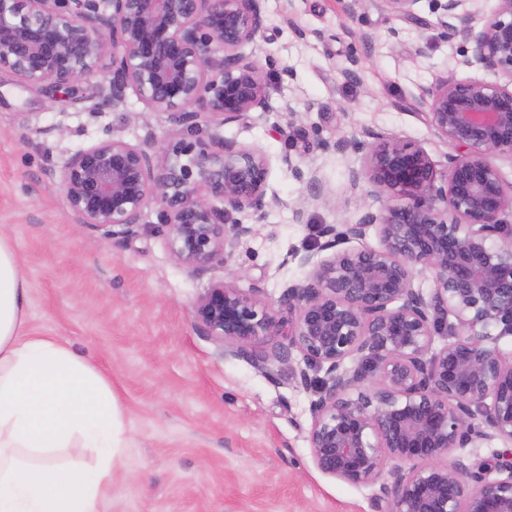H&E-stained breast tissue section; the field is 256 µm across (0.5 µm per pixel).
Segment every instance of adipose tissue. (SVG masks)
Wrapping results in <instances>:
<instances>
[{"label": "adipose tissue", "mask_w": 512, "mask_h": 512, "mask_svg": "<svg viewBox=\"0 0 512 512\" xmlns=\"http://www.w3.org/2000/svg\"><path fill=\"white\" fill-rule=\"evenodd\" d=\"M28 283L0 234V512H102L123 465L126 430L112 381L27 325ZM96 449L92 467L62 461Z\"/></svg>", "instance_id": "adipose-tissue-1"}]
</instances>
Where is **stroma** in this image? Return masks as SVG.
<instances>
[{
	"label": "stroma",
	"mask_w": 512,
	"mask_h": 512,
	"mask_svg": "<svg viewBox=\"0 0 512 512\" xmlns=\"http://www.w3.org/2000/svg\"><path fill=\"white\" fill-rule=\"evenodd\" d=\"M265 30L246 56L294 72L267 78L272 104L300 102L296 123L252 112L225 125L224 138L263 152L268 194L280 198L229 267L187 268L159 232L157 208L145 229L106 239L77 223L55 177L76 150L114 137L139 144L147 134L178 137L165 115L149 111L134 91L117 111H96L101 75L58 92L21 85L0 73V232L17 252L29 284L28 326L89 358L112 380L125 408L124 472L105 512H369L371 487L321 473L308 443L311 392L303 389L298 351L263 372L225 357L204 336L194 303L228 269L256 280L269 303L306 268L304 252L323 224H344L382 202L350 185L362 155L326 152L329 141L376 133L420 145L437 169L451 151L412 104L436 78L501 82L474 62L464 35L444 39L434 0H419L422 25L390 15L379 0H264ZM399 28V38L388 35ZM356 78L343 76L349 57ZM299 158L319 190L296 181L286 164ZM305 210L303 223L293 206Z\"/></svg>",
	"instance_id": "stroma-1"
}]
</instances>
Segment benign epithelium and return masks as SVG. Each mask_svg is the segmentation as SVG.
Masks as SVG:
<instances>
[{"label": "benign epithelium", "mask_w": 512, "mask_h": 512, "mask_svg": "<svg viewBox=\"0 0 512 512\" xmlns=\"http://www.w3.org/2000/svg\"><path fill=\"white\" fill-rule=\"evenodd\" d=\"M416 25L419 0H380ZM479 0H436L437 25L462 30L472 56L506 81H450L421 89L415 106L448 145L439 171L421 146L377 136L316 147L364 153L351 186L386 198L348 224H323L318 241L290 257L307 268L284 284L279 317L255 283L211 282L194 304L199 329L263 370L297 349L311 391V456L323 474L374 489L371 512H512V0L476 32ZM264 30L262 0H0V70L22 84L63 88L110 60L99 105L117 110L133 89L186 134L140 144L102 139L59 171L78 223L105 238L132 236L159 209L175 259L204 270L228 266L264 223L269 160L224 140L249 112L299 118L291 100L273 107L265 68L242 49ZM250 220L245 224L237 215ZM375 230L379 246L361 245ZM360 246H355V243ZM427 271L432 288L414 286ZM283 336L256 354L251 347ZM437 336L446 337L438 349ZM324 372L313 377L311 372ZM505 445L473 464L457 449Z\"/></svg>", "instance_id": "benign-epithelium-1"}]
</instances>
